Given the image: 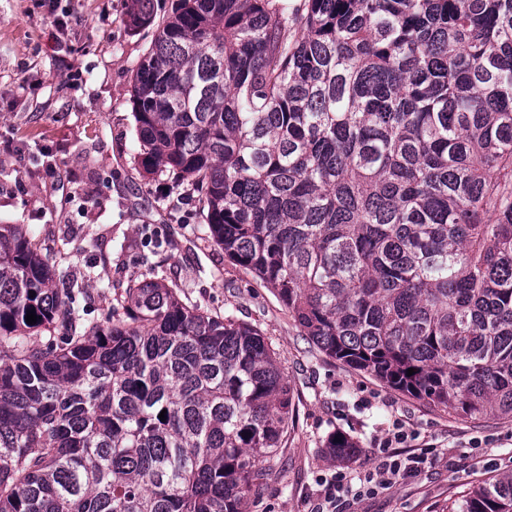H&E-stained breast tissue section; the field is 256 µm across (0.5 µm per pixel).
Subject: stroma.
<instances>
[{
	"label": "stroma",
	"instance_id": "stroma-1",
	"mask_svg": "<svg viewBox=\"0 0 512 512\" xmlns=\"http://www.w3.org/2000/svg\"><path fill=\"white\" fill-rule=\"evenodd\" d=\"M126 10L127 0H0V224L23 225L60 283L78 281L91 320H104L115 291L153 277L268 338L294 417L251 512H310L311 488L336 467L328 435L369 449L397 421L434 462L344 512H444L484 479L512 474V421L434 408L328 357L213 242L191 185L168 196L140 175L131 86L156 30L131 29ZM57 12L69 14L67 27L54 24Z\"/></svg>",
	"mask_w": 512,
	"mask_h": 512
}]
</instances>
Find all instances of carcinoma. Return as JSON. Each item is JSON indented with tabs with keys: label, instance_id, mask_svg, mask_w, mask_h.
Instances as JSON below:
<instances>
[{
	"label": "carcinoma",
	"instance_id": "cac0c4a2",
	"mask_svg": "<svg viewBox=\"0 0 512 512\" xmlns=\"http://www.w3.org/2000/svg\"><path fill=\"white\" fill-rule=\"evenodd\" d=\"M128 18L154 24V0ZM157 30L140 172L195 187L211 239L326 355L512 419V0H173ZM75 303L0 224V512H248L293 421L262 332L152 278L102 321ZM41 330L66 342L27 345ZM450 512H512V474Z\"/></svg>",
	"mask_w": 512,
	"mask_h": 512
}]
</instances>
